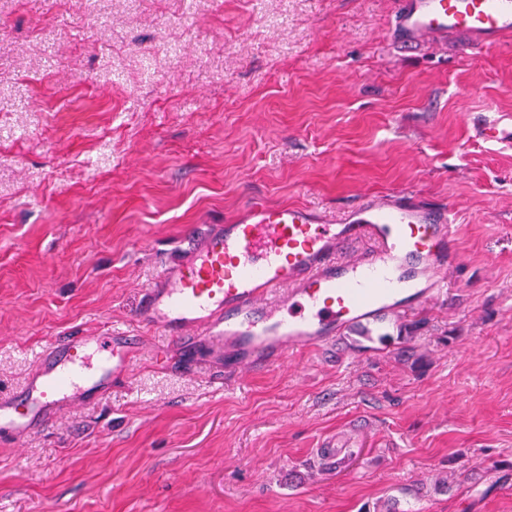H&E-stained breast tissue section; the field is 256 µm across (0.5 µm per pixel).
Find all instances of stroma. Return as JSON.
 I'll use <instances>...</instances> for the list:
<instances>
[{"label":"stroma","mask_w":512,"mask_h":512,"mask_svg":"<svg viewBox=\"0 0 512 512\" xmlns=\"http://www.w3.org/2000/svg\"><path fill=\"white\" fill-rule=\"evenodd\" d=\"M396 6L0 0V391L72 331L142 336L99 402L0 439V512H512V143L475 133L512 123V39L406 42ZM398 191L452 210L460 259L376 338L255 373L135 321L205 225Z\"/></svg>","instance_id":"35a3bbf8"}]
</instances>
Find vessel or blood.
<instances>
[{
    "instance_id": "1",
    "label": "vessel or blood",
    "mask_w": 512,
    "mask_h": 512,
    "mask_svg": "<svg viewBox=\"0 0 512 512\" xmlns=\"http://www.w3.org/2000/svg\"><path fill=\"white\" fill-rule=\"evenodd\" d=\"M394 32L409 41L461 33L491 48L512 37V0H400ZM458 235L449 210L406 192L365 198L332 219L255 203L175 252L136 320L177 344L187 364L216 358L266 371L438 300ZM140 344L116 331L46 344L24 386L0 393V437L26 440L101 397L127 377Z\"/></svg>"
}]
</instances>
